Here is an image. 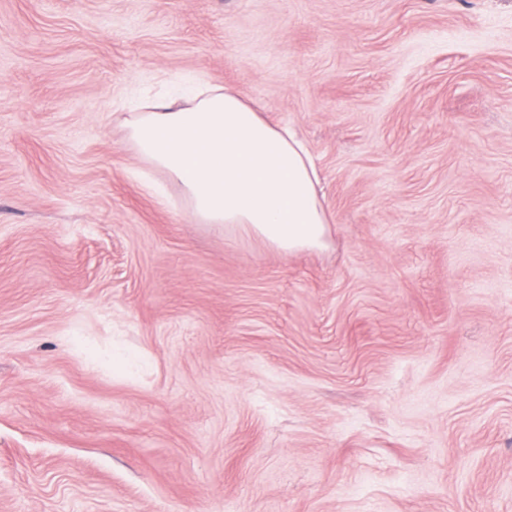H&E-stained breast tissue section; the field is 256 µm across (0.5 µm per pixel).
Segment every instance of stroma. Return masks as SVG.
<instances>
[{"mask_svg":"<svg viewBox=\"0 0 512 512\" xmlns=\"http://www.w3.org/2000/svg\"><path fill=\"white\" fill-rule=\"evenodd\" d=\"M199 83L322 246L138 154ZM0 512H512V0H0ZM126 125L138 153L181 185L204 224H236L289 252L322 243L330 218L305 143L262 118L240 88L205 85L185 102L134 112Z\"/></svg>","mask_w":512,"mask_h":512,"instance_id":"obj_1","label":"stroma"}]
</instances>
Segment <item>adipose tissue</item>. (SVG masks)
I'll use <instances>...</instances> for the list:
<instances>
[{"instance_id":"1","label":"adipose tissue","mask_w":512,"mask_h":512,"mask_svg":"<svg viewBox=\"0 0 512 512\" xmlns=\"http://www.w3.org/2000/svg\"><path fill=\"white\" fill-rule=\"evenodd\" d=\"M128 139L178 182L206 224H236L269 246L322 243L330 218L305 143L265 120L236 87H204L184 102L158 101L126 121Z\"/></svg>"}]
</instances>
